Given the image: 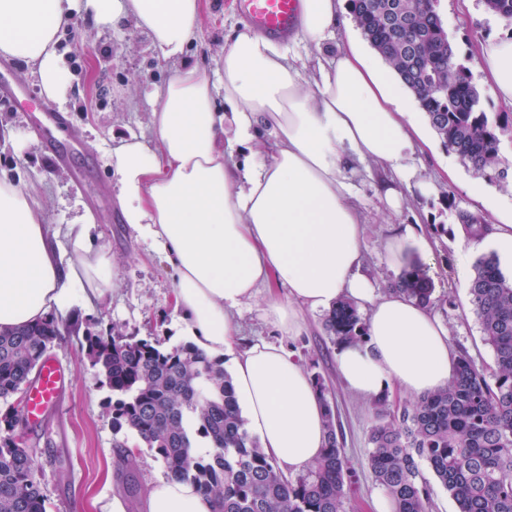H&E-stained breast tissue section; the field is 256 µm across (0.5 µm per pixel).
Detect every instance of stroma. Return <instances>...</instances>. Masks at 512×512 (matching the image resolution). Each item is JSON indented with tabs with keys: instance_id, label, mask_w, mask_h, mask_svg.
I'll return each instance as SVG.
<instances>
[{
	"instance_id": "stroma-1",
	"label": "stroma",
	"mask_w": 512,
	"mask_h": 512,
	"mask_svg": "<svg viewBox=\"0 0 512 512\" xmlns=\"http://www.w3.org/2000/svg\"><path fill=\"white\" fill-rule=\"evenodd\" d=\"M201 3V19L186 57L209 75L224 51L226 37L242 27L245 17L238 0ZM436 10L458 57L472 69L484 109L511 119L512 109L497 103L493 88L473 64L478 43L512 37V24L488 13L483 0H437ZM70 26L62 35L60 52L72 74V87L55 104L71 118L61 135L71 150L70 161L55 163L44 148L34 127L42 120L47 101L29 69L9 60L0 75L17 86L20 95L13 102L0 99V173L32 193L49 232L64 234L67 224L90 215L94 246L112 259L111 292L90 309L64 315V322L75 321L92 330L117 325L128 335L155 337L170 348L184 341L175 306V274L154 244L123 222L115 196L116 176L107 155L124 136L152 141L151 94L166 85L174 70L134 24L113 32L95 27L87 14L77 13ZM419 166L422 179L435 190L405 192L397 211L377 196L375 173L363 174L359 199L365 269L379 291L392 288L402 270L390 265L386 245L403 225L421 222L437 243L426 268L439 299L432 311L448 330V344L453 351H466L478 365L492 367V350L483 341L470 303L471 276L456 264L459 251L469 248L478 256L482 250L457 233L456 214L466 210L495 223L496 213L512 210V173L504 179L475 175L440 144L421 154ZM437 224L442 232H434ZM267 295V289H260L244 306L237 344L265 339L283 345L310 376L322 378L350 468L345 510L372 512V499L380 492L369 467V435L376 421L373 403L342 384L336 371L337 346L324 329L325 312L303 310L305 332L284 336L264 315ZM50 353L66 369L68 382L44 423L28 431L36 449L35 478L47 512H112L116 499L147 512L153 483L166 475L163 461L128 432L113 431L112 418L104 409L107 393L75 339L57 341ZM122 441L136 456L128 474L117 468L116 445Z\"/></svg>"
}]
</instances>
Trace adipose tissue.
I'll return each instance as SVG.
<instances>
[{
	"instance_id": "obj_1",
	"label": "adipose tissue",
	"mask_w": 512,
	"mask_h": 512,
	"mask_svg": "<svg viewBox=\"0 0 512 512\" xmlns=\"http://www.w3.org/2000/svg\"><path fill=\"white\" fill-rule=\"evenodd\" d=\"M345 0H301L300 42L322 46ZM96 26L127 23L175 64L152 110L153 144L122 140L109 157L125 223L177 273L185 330L210 356L228 358L246 430L285 472L309 467L324 445L315 383L283 346L265 340L234 351L235 314L258 289L283 335L305 330L301 308L342 299L367 313L364 341L341 345L336 371L353 394L373 399L396 386L422 395L445 387L455 354L430 307L364 275L358 179L378 164L376 192L400 208V187L427 192L417 165L424 142L409 99L356 44L309 61L238 28L215 77L185 58L201 0H0V55L27 65L47 100L70 73L58 48L76 12ZM476 61L499 103L512 107V38L489 39ZM313 92H305V85ZM88 217L50 236L31 194L0 175V329L88 308L111 286V260L94 248ZM69 245L81 254L62 265ZM148 512H212L209 496L175 479L157 481Z\"/></svg>"
}]
</instances>
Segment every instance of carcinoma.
<instances>
[{"label": "carcinoma", "instance_id": "1", "mask_svg": "<svg viewBox=\"0 0 512 512\" xmlns=\"http://www.w3.org/2000/svg\"><path fill=\"white\" fill-rule=\"evenodd\" d=\"M354 21L372 49L411 91L446 147L478 175L505 178L500 137L509 125L485 111L448 39L435 6L427 0H348ZM486 10L512 21V0H490ZM470 238L491 225L457 212ZM395 287L421 304L435 303L434 284L419 264L409 265ZM470 301L493 352L486 372L460 351L450 383L389 411L387 396L374 400L377 422L369 441V466L393 512H429L431 492L421 464L455 502L457 512H512V277L492 254L479 256L469 283ZM325 329L333 340H360L365 322L347 300L333 307ZM62 336L49 317L0 330V512H46L34 476V449L13 435L22 410L9 399L41 368ZM100 387L112 430L136 435L164 462L171 478L197 484L213 496L214 512H344L349 468L337 435L335 409L316 380L325 408L321 457L305 472L285 476L259 442L248 435L222 362L188 343L164 348L111 326L77 337ZM207 451L193 456V448Z\"/></svg>", "mask_w": 512, "mask_h": 512}]
</instances>
